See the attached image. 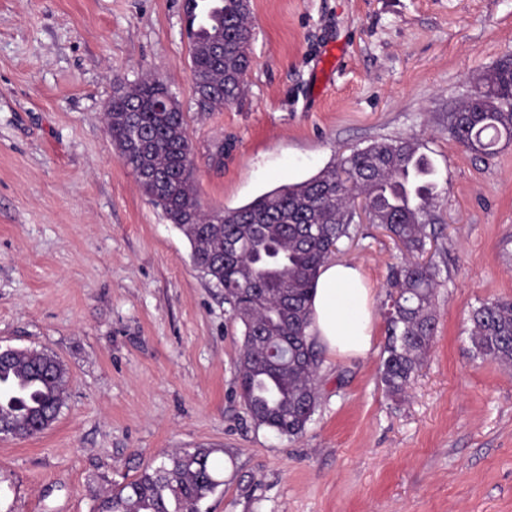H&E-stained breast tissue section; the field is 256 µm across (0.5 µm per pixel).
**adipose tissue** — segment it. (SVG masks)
Here are the masks:
<instances>
[{"label": "adipose tissue", "mask_w": 512, "mask_h": 512, "mask_svg": "<svg viewBox=\"0 0 512 512\" xmlns=\"http://www.w3.org/2000/svg\"><path fill=\"white\" fill-rule=\"evenodd\" d=\"M372 304V290L357 265L325 263L311 301V333L318 345L339 358L366 357L374 331Z\"/></svg>", "instance_id": "obj_1"}]
</instances>
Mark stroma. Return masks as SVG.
I'll return each instance as SVG.
<instances>
[{
	"label": "stroma",
	"instance_id": "stroma-1",
	"mask_svg": "<svg viewBox=\"0 0 512 512\" xmlns=\"http://www.w3.org/2000/svg\"><path fill=\"white\" fill-rule=\"evenodd\" d=\"M250 4L244 92L211 111L184 0H0V347L47 350L69 373L50 428L0 441V512H92L162 452L203 446L224 484L202 512H512V367L469 338L474 308L512 299V144L478 156L448 133L474 78L512 58V0ZM149 74L186 115L207 208L377 141L418 143L439 193L437 328L403 396L379 375L403 254L360 222L334 259L374 292L370 354H322L302 435L255 426L237 386L240 323L106 130L118 86Z\"/></svg>",
	"mask_w": 512,
	"mask_h": 512
}]
</instances>
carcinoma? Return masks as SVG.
Returning a JSON list of instances; mask_svg holds the SVG:
<instances>
[{
    "label": "carcinoma",
    "mask_w": 512,
    "mask_h": 512,
    "mask_svg": "<svg viewBox=\"0 0 512 512\" xmlns=\"http://www.w3.org/2000/svg\"><path fill=\"white\" fill-rule=\"evenodd\" d=\"M209 29L191 32V70L203 106L234 102L252 65L257 32L245 0H218ZM220 37L223 52L209 46ZM472 93L448 113V133L466 149L494 154L512 143V71L485 69ZM158 78L121 86L105 114L121 162L152 203L191 245L194 267L224 289L229 313L243 326L237 358L240 398L254 424L281 436L305 431L319 404L318 353L309 341L310 298L320 267L351 239L350 200H364L408 259L393 268L381 364L387 392L400 396L422 364L435 331L434 286L439 268L416 257L427 251L438 197L433 170L411 139L375 142L352 151L310 178L283 184L238 208L205 209L194 187V148L179 101ZM474 353L512 366V300L484 301L472 312ZM67 388V370L44 350H16L0 364V419L22 439L52 424ZM219 448L164 452L128 483L99 497L95 512H199L224 485L214 463Z\"/></svg>",
    "instance_id": "cac0c4a2"
}]
</instances>
